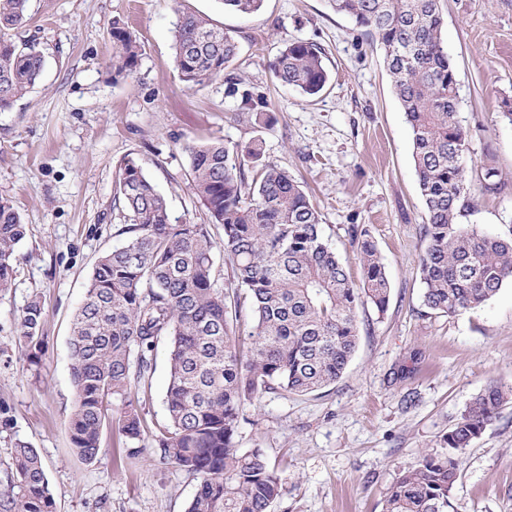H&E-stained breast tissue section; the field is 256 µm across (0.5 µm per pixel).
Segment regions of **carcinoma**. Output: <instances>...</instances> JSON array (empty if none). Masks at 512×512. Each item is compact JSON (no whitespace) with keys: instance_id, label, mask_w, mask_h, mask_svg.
Wrapping results in <instances>:
<instances>
[{"instance_id":"1","label":"carcinoma","mask_w":512,"mask_h":512,"mask_svg":"<svg viewBox=\"0 0 512 512\" xmlns=\"http://www.w3.org/2000/svg\"><path fill=\"white\" fill-rule=\"evenodd\" d=\"M250 15L264 0H218ZM441 0H330L332 8L366 29L384 52L386 68L412 131L413 159L426 209L425 249L419 259L422 303L448 315L478 307L512 282V233L499 235L462 223L471 210L466 155L470 130L458 114L456 72L445 50ZM28 19V0H0V111L32 89L44 60L35 46H18L10 31ZM114 76L140 65L136 37L119 22L108 31ZM238 42L193 11L178 10L174 64L189 87L224 73ZM324 49L294 40L270 63L276 80L307 96L328 82ZM240 114L269 125L265 96L227 78ZM192 190L222 229L215 243L207 224L172 221L165 198L134 158L122 161L115 200L116 234L123 246L95 263L69 339L74 450L85 460L100 450L103 429L122 438L127 456L144 453L174 463L197 481L186 512H268L285 493L261 448L242 452L236 438L246 402L274 392L309 394L338 381L358 342L357 309L386 311L390 285L366 227L347 229L360 253L363 278L355 284L324 239L320 214L287 170L263 160L259 144L222 141L188 145ZM254 172L247 180L245 170ZM481 190L503 183L484 168ZM25 227L0 199V293L12 288L16 246ZM224 251V287H216V247ZM248 306V342L237 336V312ZM44 308L28 301L17 318V343L31 364L40 361ZM170 344L165 394L168 423L141 446L145 418L133 388L148 376L147 354ZM121 402L109 413L113 400ZM512 401V385L497 380L475 394L443 438L446 452L425 455L402 471L384 512H450L459 474L458 453L471 446ZM0 512H56L41 458L16 443L0 480Z\"/></svg>"}]
</instances>
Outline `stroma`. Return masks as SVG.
I'll list each match as a JSON object with an SVG mask.
<instances>
[{"label":"stroma","instance_id":"1","mask_svg":"<svg viewBox=\"0 0 512 512\" xmlns=\"http://www.w3.org/2000/svg\"><path fill=\"white\" fill-rule=\"evenodd\" d=\"M229 31L240 52L228 71L265 93L269 126L238 115L219 76L189 88L173 64L179 6ZM442 39L457 74L459 118L472 134L471 177L494 166L504 189L472 191L467 223L512 233V125L499 118L512 96V0H443ZM120 21L141 45L137 72L113 78L108 29ZM16 43L44 56L40 82L0 112V198L26 226L12 288L0 295V462L31 444L57 512H185L196 482L176 464L127 459L105 430L94 460L70 442L74 389L69 338L96 260L121 247L113 210L119 166L136 158L178 222L209 223L191 188L186 145L261 141L266 161L288 170L311 197L325 240L361 281L349 225H364L391 287L386 312L358 310L356 353L335 385L268 393L246 404L242 450L263 449L285 494L269 512H382L398 474L443 437L489 380L512 383V284L456 315L421 303L425 212L412 136L382 50L328 0H264L242 16L218 0H29ZM325 50L330 79L309 98L279 84L269 64L291 40ZM45 310V347L28 365L16 347L19 310ZM169 347L136 391L150 427L167 422ZM454 512H512V404L460 455Z\"/></svg>","mask_w":512,"mask_h":512}]
</instances>
